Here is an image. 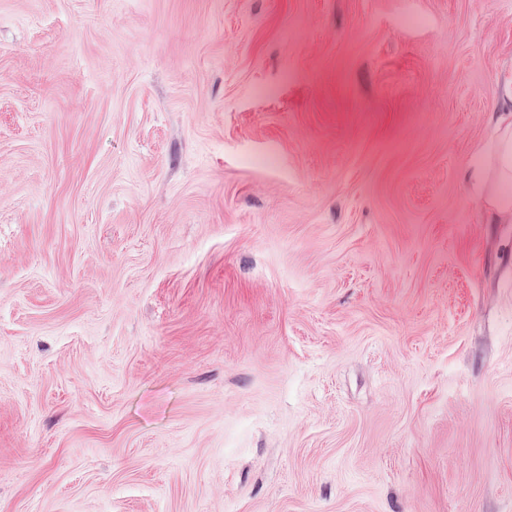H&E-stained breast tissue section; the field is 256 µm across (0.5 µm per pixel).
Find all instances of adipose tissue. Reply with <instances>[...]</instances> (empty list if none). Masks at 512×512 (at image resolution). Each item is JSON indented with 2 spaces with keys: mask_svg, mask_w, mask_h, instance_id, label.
<instances>
[{
  "mask_svg": "<svg viewBox=\"0 0 512 512\" xmlns=\"http://www.w3.org/2000/svg\"><path fill=\"white\" fill-rule=\"evenodd\" d=\"M507 97L509 102L495 121L496 137L490 151L474 161L470 171L484 187L487 219L492 224L512 223V198L500 192L512 182V89Z\"/></svg>",
  "mask_w": 512,
  "mask_h": 512,
  "instance_id": "adipose-tissue-1",
  "label": "adipose tissue"
}]
</instances>
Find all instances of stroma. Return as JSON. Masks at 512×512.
<instances>
[{
    "instance_id": "obj_1",
    "label": "stroma",
    "mask_w": 512,
    "mask_h": 512,
    "mask_svg": "<svg viewBox=\"0 0 512 512\" xmlns=\"http://www.w3.org/2000/svg\"><path fill=\"white\" fill-rule=\"evenodd\" d=\"M512 0H0V512H512ZM508 104L495 121L496 138L487 157L473 162L470 177L484 187L488 223H512V199L500 193L504 184L512 182V88L507 92Z\"/></svg>"
}]
</instances>
